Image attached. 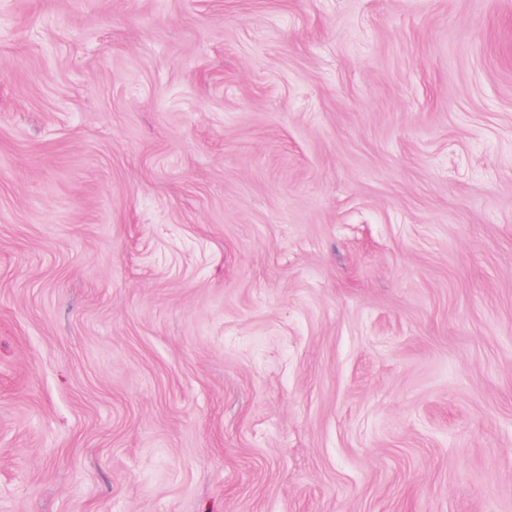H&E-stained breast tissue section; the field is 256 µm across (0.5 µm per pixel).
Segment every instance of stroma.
<instances>
[{
  "label": "stroma",
  "instance_id": "obj_1",
  "mask_svg": "<svg viewBox=\"0 0 512 512\" xmlns=\"http://www.w3.org/2000/svg\"><path fill=\"white\" fill-rule=\"evenodd\" d=\"M0 512H512V0H0Z\"/></svg>",
  "mask_w": 512,
  "mask_h": 512
}]
</instances>
